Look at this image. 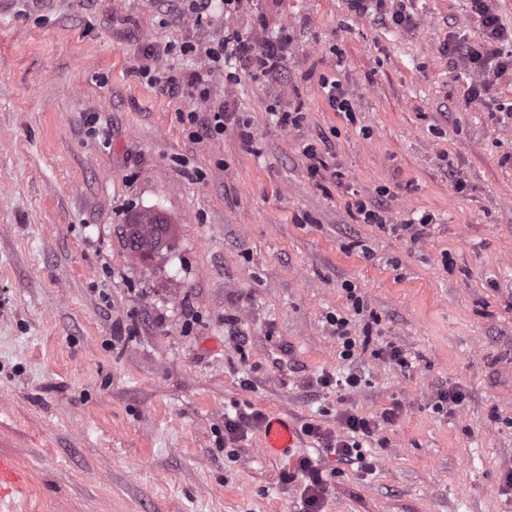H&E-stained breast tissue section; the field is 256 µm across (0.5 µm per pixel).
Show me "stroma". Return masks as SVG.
Masks as SVG:
<instances>
[{"mask_svg": "<svg viewBox=\"0 0 512 512\" xmlns=\"http://www.w3.org/2000/svg\"><path fill=\"white\" fill-rule=\"evenodd\" d=\"M406 7L398 30L349 0H245L200 23L169 0H0V454L27 481L0 512H297L304 455L325 512H512V72L471 100L448 59L474 33L468 0ZM230 28L290 34L286 83L217 74L203 100L141 77L206 68ZM225 102L251 141L190 138L182 113ZM289 107L299 128L271 122ZM382 186L393 223L432 215L424 241L349 212ZM145 214L168 229L143 254L127 229ZM349 282L357 324L380 321L350 363L326 322L350 313ZM352 369L357 388L316 384ZM452 387L464 402L436 409ZM391 408L364 468L306 436L268 457L259 426L224 442L228 412L333 432ZM322 88L328 89L325 92L326 97L334 110L337 112H343L348 116L352 115V112H354L353 105L343 91L340 84L336 83V81L331 82V84L324 82Z\"/></svg>", "mask_w": 512, "mask_h": 512, "instance_id": "obj_1", "label": "stroma"}]
</instances>
